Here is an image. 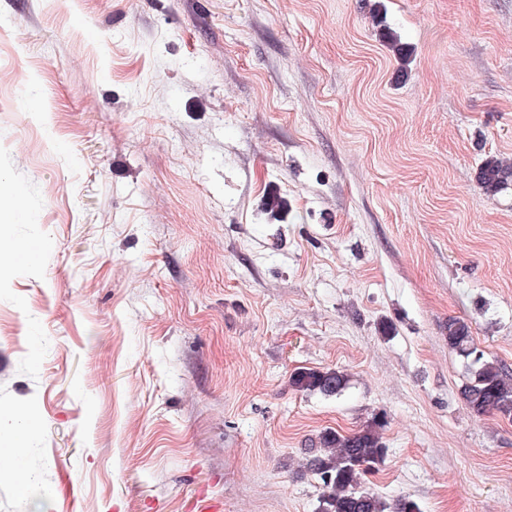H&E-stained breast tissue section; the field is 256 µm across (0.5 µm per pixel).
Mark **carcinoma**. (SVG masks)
<instances>
[{"instance_id":"cac0c4a2","label":"carcinoma","mask_w":512,"mask_h":512,"mask_svg":"<svg viewBox=\"0 0 512 512\" xmlns=\"http://www.w3.org/2000/svg\"><path fill=\"white\" fill-rule=\"evenodd\" d=\"M480 182L491 193L512 185V163L497 157L485 161ZM448 348L461 357L469 372L461 396L477 415L495 411L512 417V376L496 361L475 356L477 346L468 323L448 320ZM298 391L336 396L348 387L346 374L335 369H300L291 376ZM383 424L374 417L359 431L344 436L325 430L313 447L308 468L321 481L318 512H420L418 504L402 497L389 505L362 486V476L384 463L387 448L382 441Z\"/></svg>"}]
</instances>
